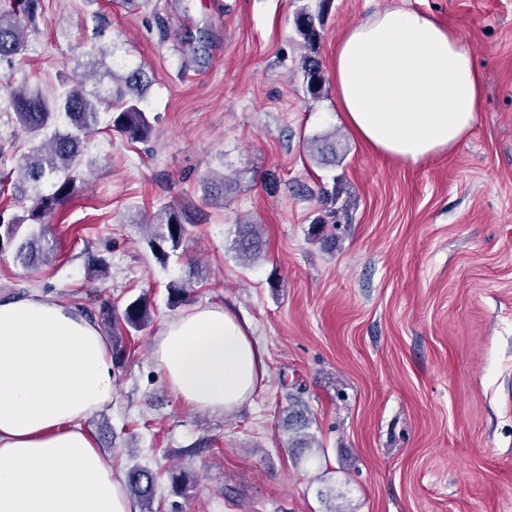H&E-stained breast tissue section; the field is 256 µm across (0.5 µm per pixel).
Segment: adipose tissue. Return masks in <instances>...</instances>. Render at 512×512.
<instances>
[{"instance_id": "adipose-tissue-1", "label": "adipose tissue", "mask_w": 512, "mask_h": 512, "mask_svg": "<svg viewBox=\"0 0 512 512\" xmlns=\"http://www.w3.org/2000/svg\"><path fill=\"white\" fill-rule=\"evenodd\" d=\"M342 119L369 149L416 164L471 131L483 75L460 35L432 16L387 8L336 47ZM153 355L186 407L221 415L265 375L252 327L204 303L163 323ZM109 343L72 306L34 293L0 300V512H138L83 422L111 403Z\"/></svg>"}]
</instances>
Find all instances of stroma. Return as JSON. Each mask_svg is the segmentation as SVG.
<instances>
[{
  "label": "stroma",
  "mask_w": 512,
  "mask_h": 512,
  "mask_svg": "<svg viewBox=\"0 0 512 512\" xmlns=\"http://www.w3.org/2000/svg\"><path fill=\"white\" fill-rule=\"evenodd\" d=\"M316 4L42 0L0 78L49 94L92 48H113L148 73L156 132L89 137L85 180L49 220L50 261L0 252V299L38 291L86 314L147 297L112 401L85 425L113 468L155 474L154 512H512V0H332L313 100L294 20ZM387 7L455 30L483 74L472 131L415 165L353 136L330 77L344 31ZM331 130L335 160L310 156L307 141ZM0 148L9 171L30 148L3 87ZM322 186L339 210L331 250L311 233ZM170 204L191 236L163 264L135 218ZM244 220L266 242L250 264L234 250ZM91 255L106 278L89 274ZM184 278L192 296L170 307L167 284ZM202 303L231 307L264 354L251 401L224 416L182 405L152 355L163 322ZM292 393L312 447L287 445Z\"/></svg>",
  "instance_id": "obj_1"
}]
</instances>
